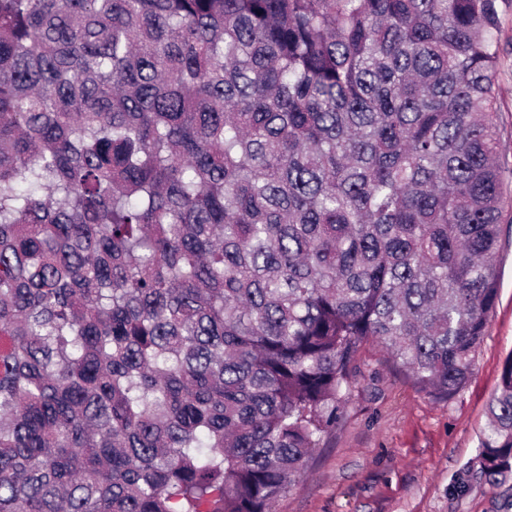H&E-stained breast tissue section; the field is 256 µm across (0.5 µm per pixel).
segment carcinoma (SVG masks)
Instances as JSON below:
<instances>
[{
	"label": "carcinoma",
	"mask_w": 512,
	"mask_h": 512,
	"mask_svg": "<svg viewBox=\"0 0 512 512\" xmlns=\"http://www.w3.org/2000/svg\"><path fill=\"white\" fill-rule=\"evenodd\" d=\"M498 0H0V512H273L359 347L436 400L499 296ZM478 468L512 478V353Z\"/></svg>",
	"instance_id": "1"
}]
</instances>
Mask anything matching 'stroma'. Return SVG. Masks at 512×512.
<instances>
[{
    "instance_id": "obj_1",
    "label": "stroma",
    "mask_w": 512,
    "mask_h": 512,
    "mask_svg": "<svg viewBox=\"0 0 512 512\" xmlns=\"http://www.w3.org/2000/svg\"><path fill=\"white\" fill-rule=\"evenodd\" d=\"M498 46L500 151L512 163V0H502ZM499 300L465 387L432 399L377 344L357 353L334 431L273 512H512V480L459 491L476 465L487 405L512 353V224L500 228Z\"/></svg>"
}]
</instances>
